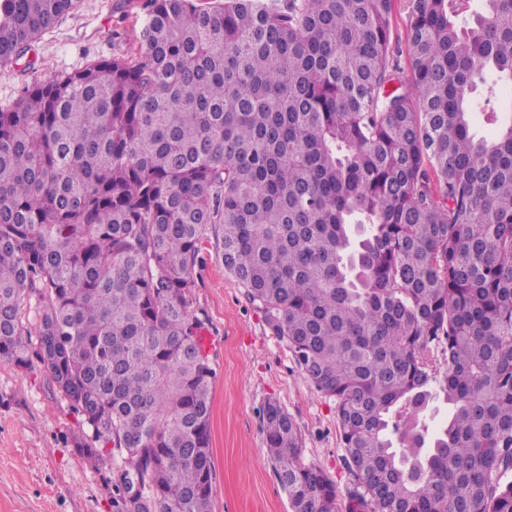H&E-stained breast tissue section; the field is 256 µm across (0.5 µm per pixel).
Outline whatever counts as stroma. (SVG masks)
Masks as SVG:
<instances>
[{
	"label": "stroma",
	"instance_id": "stroma-1",
	"mask_svg": "<svg viewBox=\"0 0 512 512\" xmlns=\"http://www.w3.org/2000/svg\"><path fill=\"white\" fill-rule=\"evenodd\" d=\"M149 0H80L16 64L0 67V109L37 82L103 58L137 56ZM193 274V311L205 321L217 376L212 387L213 512H291L268 458L266 401L300 429L305 462L346 499L348 474L335 401L301 375L287 344L203 243ZM87 434L40 366L0 361V512H112L111 460L89 465L76 442Z\"/></svg>",
	"mask_w": 512,
	"mask_h": 512
}]
</instances>
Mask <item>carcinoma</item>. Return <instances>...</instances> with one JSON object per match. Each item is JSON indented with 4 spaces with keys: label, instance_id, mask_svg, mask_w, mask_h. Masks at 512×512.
Returning <instances> with one entry per match:
<instances>
[{
    "label": "carcinoma",
    "instance_id": "obj_1",
    "mask_svg": "<svg viewBox=\"0 0 512 512\" xmlns=\"http://www.w3.org/2000/svg\"><path fill=\"white\" fill-rule=\"evenodd\" d=\"M77 3L0 0V67ZM393 7L152 0L137 59L0 110V361L48 372L112 512H213L206 240L335 399L347 512H512V118L471 130L512 0L468 28L408 0L406 65ZM262 425L292 512H341L279 403Z\"/></svg>",
    "mask_w": 512,
    "mask_h": 512
}]
</instances>
